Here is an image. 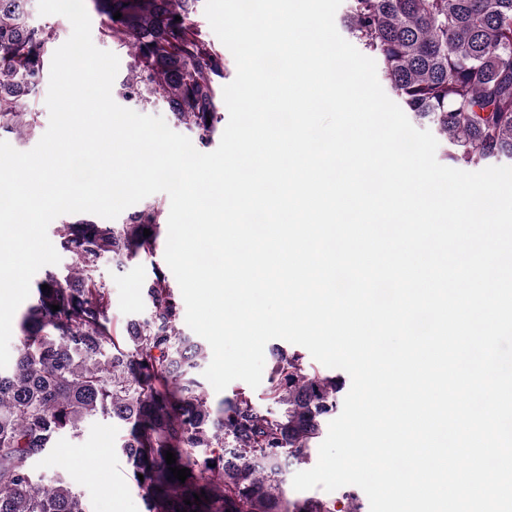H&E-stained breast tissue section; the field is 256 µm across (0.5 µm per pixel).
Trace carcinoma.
<instances>
[{"mask_svg": "<svg viewBox=\"0 0 512 512\" xmlns=\"http://www.w3.org/2000/svg\"><path fill=\"white\" fill-rule=\"evenodd\" d=\"M30 2L0 0V135H27L38 124L26 101L40 91L56 33L31 22ZM196 2L84 0L100 35L135 58L123 98L164 100L206 148L224 119V52L203 38ZM341 23L403 111L446 138L453 166L512 161V0H349ZM161 217L151 204L124 224L57 225L73 263L37 282L20 317V347L0 369V512H89L71 481L46 487L33 464L50 459L56 436H79L96 415L126 427L119 451L145 512H337L334 499H288L283 474L310 462L336 414L340 378L277 348L265 383L275 407L243 389L211 402L198 376L208 347L181 331L179 297L156 263L138 284L150 313L112 320L98 264L108 257L120 271L155 256ZM168 450L191 473L183 483L169 471Z\"/></svg>", "mask_w": 512, "mask_h": 512, "instance_id": "cac0c4a2", "label": "carcinoma"}]
</instances>
